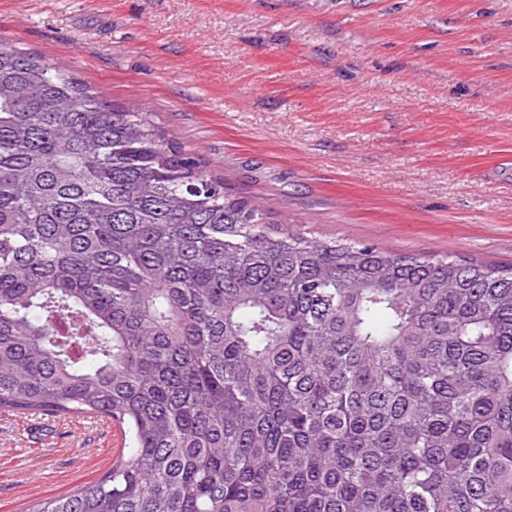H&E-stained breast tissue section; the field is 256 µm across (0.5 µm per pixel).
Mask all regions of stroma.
<instances>
[{"label":"stroma","instance_id":"35a3bbf8","mask_svg":"<svg viewBox=\"0 0 512 512\" xmlns=\"http://www.w3.org/2000/svg\"><path fill=\"white\" fill-rule=\"evenodd\" d=\"M0 47L150 112L307 236L512 264V0H0ZM114 454L111 428L0 414V512Z\"/></svg>","mask_w":512,"mask_h":512}]
</instances>
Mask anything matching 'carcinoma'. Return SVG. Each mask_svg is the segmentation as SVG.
<instances>
[{
	"mask_svg": "<svg viewBox=\"0 0 512 512\" xmlns=\"http://www.w3.org/2000/svg\"><path fill=\"white\" fill-rule=\"evenodd\" d=\"M124 462L25 512H512V266L274 225L0 48V411Z\"/></svg>",
	"mask_w": 512,
	"mask_h": 512,
	"instance_id": "obj_1",
	"label": "carcinoma"
}]
</instances>
